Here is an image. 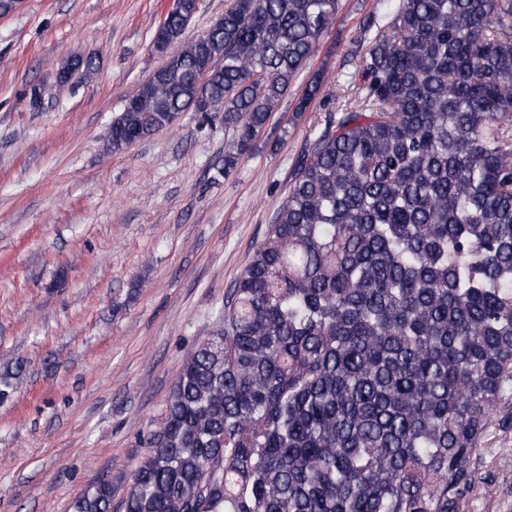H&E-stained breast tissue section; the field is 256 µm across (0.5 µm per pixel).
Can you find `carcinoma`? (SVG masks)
I'll return each instance as SVG.
<instances>
[{"instance_id":"1","label":"carcinoma","mask_w":512,"mask_h":512,"mask_svg":"<svg viewBox=\"0 0 512 512\" xmlns=\"http://www.w3.org/2000/svg\"><path fill=\"white\" fill-rule=\"evenodd\" d=\"M198 10L162 23L178 42ZM339 0H233L112 121L122 151L209 103L227 174ZM296 160L123 512H457L512 389V0H402ZM321 90L313 76L296 104ZM74 512H112L91 483Z\"/></svg>"}]
</instances>
